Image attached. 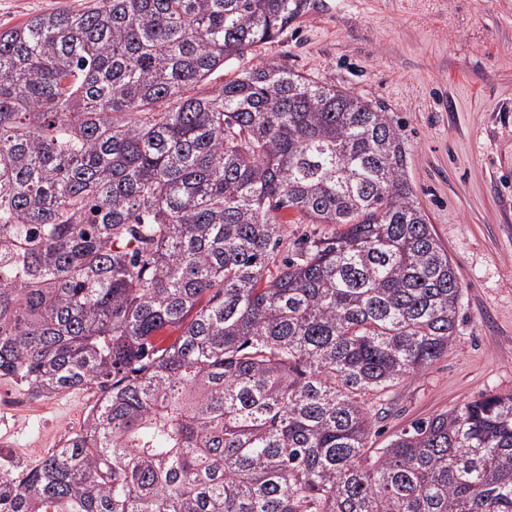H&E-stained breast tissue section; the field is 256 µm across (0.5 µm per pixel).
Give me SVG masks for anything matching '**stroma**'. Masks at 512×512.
I'll return each mask as SVG.
<instances>
[{"instance_id": "1", "label": "stroma", "mask_w": 512, "mask_h": 512, "mask_svg": "<svg viewBox=\"0 0 512 512\" xmlns=\"http://www.w3.org/2000/svg\"><path fill=\"white\" fill-rule=\"evenodd\" d=\"M98 0H0V29ZM281 64L379 105L462 287L455 336L422 375L372 397L384 447L412 421L512 392V0H322L210 79ZM98 398L77 389L20 412L12 450L36 467Z\"/></svg>"}]
</instances>
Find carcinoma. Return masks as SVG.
<instances>
[{"instance_id": "obj_1", "label": "carcinoma", "mask_w": 512, "mask_h": 512, "mask_svg": "<svg viewBox=\"0 0 512 512\" xmlns=\"http://www.w3.org/2000/svg\"><path fill=\"white\" fill-rule=\"evenodd\" d=\"M312 8L0 30V378L102 392L0 512H512V393L371 447L364 396L448 350L461 295L397 123L282 65L203 84ZM290 210L329 230L281 257Z\"/></svg>"}]
</instances>
